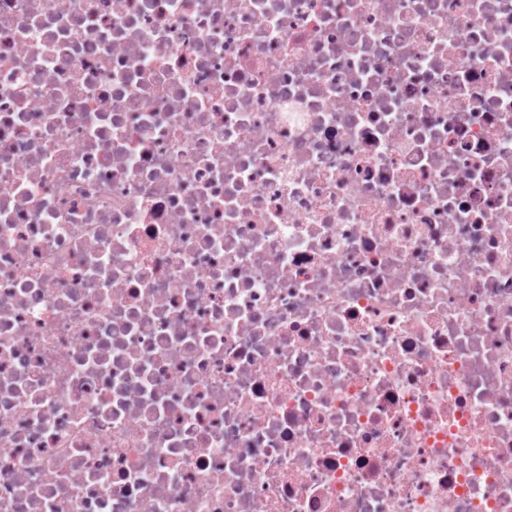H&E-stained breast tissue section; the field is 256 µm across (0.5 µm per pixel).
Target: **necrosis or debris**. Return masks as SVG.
I'll use <instances>...</instances> for the list:
<instances>
[{
	"mask_svg": "<svg viewBox=\"0 0 512 512\" xmlns=\"http://www.w3.org/2000/svg\"><path fill=\"white\" fill-rule=\"evenodd\" d=\"M0 512H512V0H0Z\"/></svg>",
	"mask_w": 512,
	"mask_h": 512,
	"instance_id": "1",
	"label": "necrosis or debris"
}]
</instances>
